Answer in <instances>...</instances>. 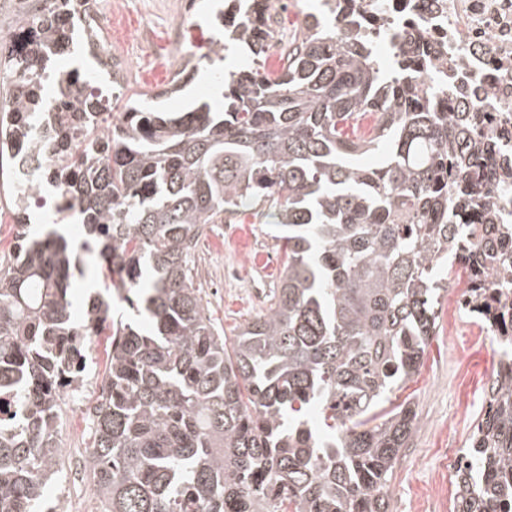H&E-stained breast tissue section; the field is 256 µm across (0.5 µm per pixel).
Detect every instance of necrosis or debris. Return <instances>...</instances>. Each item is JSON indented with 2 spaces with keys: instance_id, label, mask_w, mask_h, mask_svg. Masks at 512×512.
<instances>
[{
  "instance_id": "necrosis-or-debris-1",
  "label": "necrosis or debris",
  "mask_w": 512,
  "mask_h": 512,
  "mask_svg": "<svg viewBox=\"0 0 512 512\" xmlns=\"http://www.w3.org/2000/svg\"><path fill=\"white\" fill-rule=\"evenodd\" d=\"M335 9L336 18L349 33L367 38L384 73L403 74L400 46L415 40L429 63L421 81L437 111L470 112L475 133L491 141L496 165L512 162V0H322ZM91 35L90 50L112 69L116 52L110 31L112 13L102 0H83L78 15ZM58 118L42 113L35 129L20 134V147L0 157V222L19 224L14 199L29 209L54 205L63 208L69 196L63 183L38 181V173L54 158L45 132ZM492 214L482 209L451 212L453 224H512V182L492 180Z\"/></svg>"
}]
</instances>
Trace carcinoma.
<instances>
[{"instance_id":"carcinoma-1","label":"carcinoma","mask_w":512,"mask_h":512,"mask_svg":"<svg viewBox=\"0 0 512 512\" xmlns=\"http://www.w3.org/2000/svg\"><path fill=\"white\" fill-rule=\"evenodd\" d=\"M27 24L55 51L38 67L4 61L6 110L48 112L44 70L70 52L77 0H50ZM219 18L252 64L225 73L224 110L158 112L144 92L99 143L104 106H66L55 177L86 239L55 229L22 238L0 266V512H42L62 468L60 392L83 385L90 339L108 336L86 465L103 512H389L387 488L416 431L413 402L392 394L436 335L440 269L480 270L512 290L498 224H450L488 212L490 143L470 112H437L416 82H393L371 45L336 19L303 15L279 32L278 0H245ZM277 57L278 67H265ZM374 133L350 137L353 116ZM381 150L368 166L360 156ZM260 207L288 229L280 288L232 348L194 287L193 250L209 224ZM95 258L104 291L73 317V270ZM128 306L110 317L106 292ZM321 415L314 431L303 415ZM454 512H512V371L498 370L455 471Z\"/></svg>"}]
</instances>
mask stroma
Masks as SVG:
<instances>
[{
  "mask_svg": "<svg viewBox=\"0 0 512 512\" xmlns=\"http://www.w3.org/2000/svg\"><path fill=\"white\" fill-rule=\"evenodd\" d=\"M184 0H110L112 44L127 59L124 95L160 93V107L177 112L195 102L224 107V97L201 80L212 72L210 49L221 33L217 23L227 0H195L192 28L184 42L174 41L171 27ZM194 75L179 91H170L171 78L185 65ZM236 234L216 249L202 241L193 254L192 275L207 315L233 345L238 331L264 312L279 283L282 252L278 231L260 210H248L235 219ZM272 262L265 276L254 270L260 256ZM439 331L424 353L413 380L394 394L396 401L411 399L419 415L418 427L402 449L389 485L391 512H429L423 505L426 488L439 484L454 491L455 477L443 461L467 447V422L485 404L489 380L498 361V345L478 325L464 326L465 316L455 307L452 293H442L438 308ZM59 443L64 462L51 483L52 501L63 512H102L85 467V450L93 440V425L85 421L78 402L59 400Z\"/></svg>",
  "mask_w": 512,
  "mask_h": 512,
  "instance_id": "35a3bbf8",
  "label": "stroma"
}]
</instances>
